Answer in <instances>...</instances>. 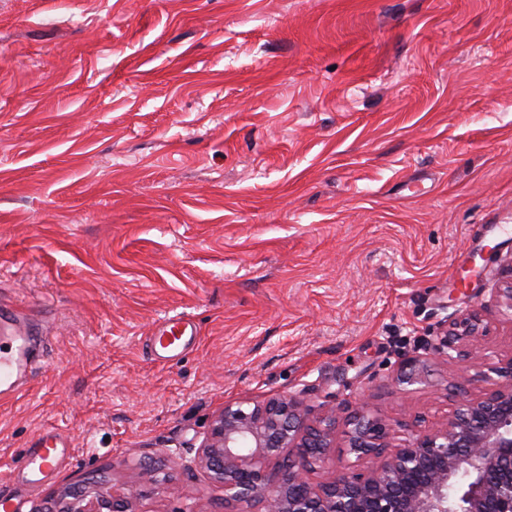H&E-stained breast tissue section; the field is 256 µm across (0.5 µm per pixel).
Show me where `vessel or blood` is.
I'll use <instances>...</instances> for the list:
<instances>
[{
  "label": "vessel or blood",
  "instance_id": "vessel-or-blood-1",
  "mask_svg": "<svg viewBox=\"0 0 512 512\" xmlns=\"http://www.w3.org/2000/svg\"><path fill=\"white\" fill-rule=\"evenodd\" d=\"M195 334L196 329L191 322L179 317L167 318L156 324L148 338V345L158 358L171 360L189 346ZM46 342L47 337L39 320L0 306L1 400L13 397L27 385ZM70 459L66 437L47 429L26 449L19 468L25 474L29 486L34 487L47 474L69 464Z\"/></svg>",
  "mask_w": 512,
  "mask_h": 512
}]
</instances>
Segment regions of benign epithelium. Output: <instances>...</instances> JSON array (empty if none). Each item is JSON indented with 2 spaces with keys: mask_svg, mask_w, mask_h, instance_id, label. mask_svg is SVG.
I'll use <instances>...</instances> for the list:
<instances>
[{
  "mask_svg": "<svg viewBox=\"0 0 512 512\" xmlns=\"http://www.w3.org/2000/svg\"><path fill=\"white\" fill-rule=\"evenodd\" d=\"M487 333L477 311L440 324L426 354L446 361L474 357ZM418 356L403 360L392 382H422ZM477 377L489 385L468 394L463 370L454 383L457 407L445 422L398 444L391 430L361 405L346 420L345 448L367 463L358 472L335 469L320 484L309 474L336 448V409L320 412L300 396L244 399L213 417L194 462L224 488V503L258 512H512V357ZM127 485L100 488L86 477L65 487L41 512H134Z\"/></svg>",
  "mask_w": 512,
  "mask_h": 512,
  "instance_id": "7a95c632",
  "label": "benign epithelium"
}]
</instances>
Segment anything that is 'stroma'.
<instances>
[{
	"mask_svg": "<svg viewBox=\"0 0 512 512\" xmlns=\"http://www.w3.org/2000/svg\"><path fill=\"white\" fill-rule=\"evenodd\" d=\"M511 274L512 0H0V303L52 336L0 402L26 512L90 473L224 512L156 452L244 398L432 428L458 365L400 359L481 304L476 367L512 356ZM175 315L196 342L156 361ZM50 427L73 459L31 491ZM424 371V362L419 356L408 357L399 364L392 382L398 386L421 383Z\"/></svg>",
	"mask_w": 512,
	"mask_h": 512,
	"instance_id": "1",
	"label": "stroma"
}]
</instances>
